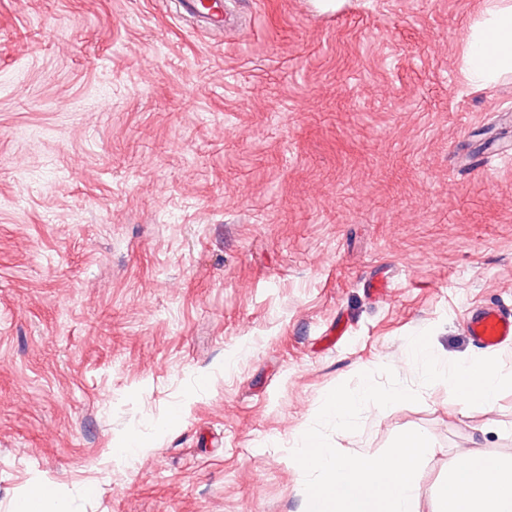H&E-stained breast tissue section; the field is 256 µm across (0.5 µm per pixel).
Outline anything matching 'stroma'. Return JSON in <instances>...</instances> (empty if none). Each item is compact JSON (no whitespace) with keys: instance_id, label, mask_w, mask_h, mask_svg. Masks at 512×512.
Returning <instances> with one entry per match:
<instances>
[{"instance_id":"stroma-1","label":"stroma","mask_w":512,"mask_h":512,"mask_svg":"<svg viewBox=\"0 0 512 512\" xmlns=\"http://www.w3.org/2000/svg\"><path fill=\"white\" fill-rule=\"evenodd\" d=\"M333 3L0 0V512H301L291 440L384 366L419 402L329 437L427 435L418 512L512 462V385L440 376L512 310V76L459 70L482 0ZM466 332L479 349H493L512 341V311L499 306L479 307L468 312ZM55 496L51 486H38L18 502L16 512H50Z\"/></svg>"}]
</instances>
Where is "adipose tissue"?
<instances>
[{"label":"adipose tissue","mask_w":512,"mask_h":512,"mask_svg":"<svg viewBox=\"0 0 512 512\" xmlns=\"http://www.w3.org/2000/svg\"><path fill=\"white\" fill-rule=\"evenodd\" d=\"M461 71L470 85L480 88L512 75V0H484L480 18L465 39ZM409 355L430 374L439 373L428 345L414 342ZM442 376L464 405L487 409L512 382L497 355L451 365ZM433 512H512V463L492 455L461 454L435 492Z\"/></svg>","instance_id":"ef3b65f1"}]
</instances>
